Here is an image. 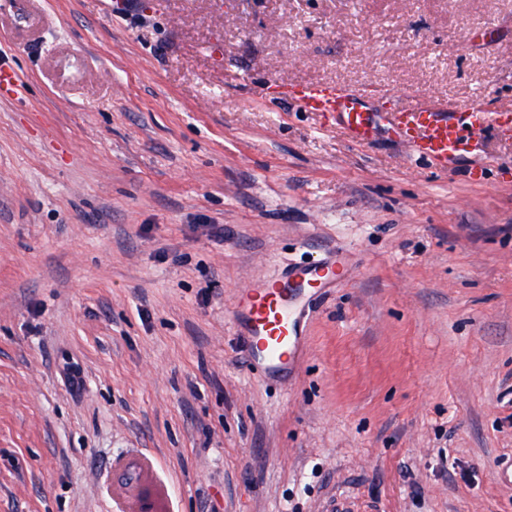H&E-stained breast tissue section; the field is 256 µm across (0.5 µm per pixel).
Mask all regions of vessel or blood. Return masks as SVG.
<instances>
[{
    "label": "vessel or blood",
    "instance_id": "obj_1",
    "mask_svg": "<svg viewBox=\"0 0 512 512\" xmlns=\"http://www.w3.org/2000/svg\"><path fill=\"white\" fill-rule=\"evenodd\" d=\"M18 87L14 67L0 59V97L17 98ZM291 96L305 111L332 114L353 142L368 141L382 128L406 143L414 156L442 169L464 147L475 145L485 132L504 131L499 117L478 109L450 114L431 103H415L384 122L376 113L365 111L360 96L351 90L305 85L292 89ZM345 256L342 246H332L323 257L283 268L238 292L232 322L250 370L261 371L269 378L292 371L303 334L299 299L344 280L349 272Z\"/></svg>",
    "mask_w": 512,
    "mask_h": 512
}]
</instances>
